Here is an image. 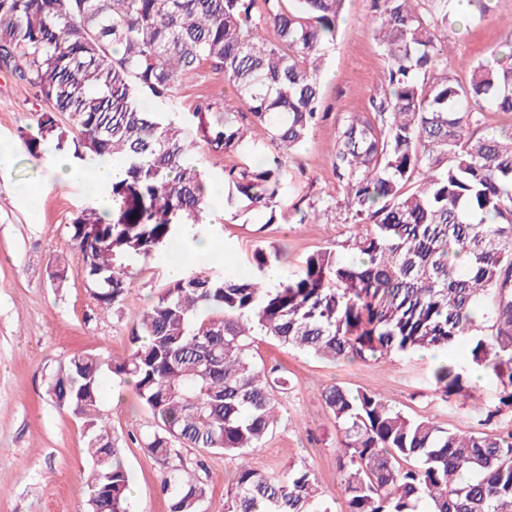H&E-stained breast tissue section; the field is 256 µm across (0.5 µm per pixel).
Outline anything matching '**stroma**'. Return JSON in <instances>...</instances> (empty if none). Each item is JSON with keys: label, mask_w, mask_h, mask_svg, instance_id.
<instances>
[{"label": "stroma", "mask_w": 512, "mask_h": 512, "mask_svg": "<svg viewBox=\"0 0 512 512\" xmlns=\"http://www.w3.org/2000/svg\"><path fill=\"white\" fill-rule=\"evenodd\" d=\"M512 43V0H495L488 16L445 32L442 48L448 73L465 84L472 63ZM385 66L372 34L371 0H346L336 40L326 59L322 95L326 121L286 161V193L280 219L270 225L260 212L225 211L211 225L220 241L226 270L247 279L258 248H278L281 273L300 268L314 251L330 248L351 258L347 247L351 214L332 166L338 133L349 116L366 111L373 79ZM233 96L221 72L203 69L183 77L175 94L177 110L191 112L199 97ZM45 105L34 90L0 70V146L11 147V163L0 172V512H84L89 471L82 419L44 396V374L81 352L120 360L129 353V333L172 277L170 250L137 260L118 313H100L75 257L68 226L94 201L81 184L56 175L52 151L30 154L20 134ZM67 259V276L55 287L50 272ZM258 364H281L295 387L280 402V421L252 451L249 461L263 471L291 464L310 468L331 512H345L336 450L341 435L321 393L331 385L380 393L392 405L434 425L466 431L479 426L477 408L498 400L490 378L477 381L474 397L442 400L432 387V364L423 353L397 354L385 362L340 359L327 362L255 336ZM101 410L111 433L125 446L133 481L129 512H169L160 487L161 466L140 441L155 429L150 411L130 385L105 378ZM207 489L205 512H222L225 490L237 462L199 448L182 449Z\"/></svg>", "instance_id": "obj_1"}]
</instances>
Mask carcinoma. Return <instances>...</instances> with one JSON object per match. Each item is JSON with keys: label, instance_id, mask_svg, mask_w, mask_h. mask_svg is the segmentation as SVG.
<instances>
[{"label": "carcinoma", "instance_id": "1", "mask_svg": "<svg viewBox=\"0 0 512 512\" xmlns=\"http://www.w3.org/2000/svg\"><path fill=\"white\" fill-rule=\"evenodd\" d=\"M0 0V69L46 105L21 134L76 162H110L112 210L77 213L71 241L101 311L119 308L127 261L177 242L200 223L208 195L197 149L245 154V126L274 150L224 173L226 209L244 203L278 221L287 156L328 111L319 72L344 0ZM387 66L371 110L339 131L333 163L354 210L342 260L333 250L266 285L278 251L253 254L259 276L197 272L161 289L130 334L127 358L75 355L49 371L46 396L83 419L91 468L87 512H129L131 473L120 439L102 423L104 372L134 386L157 420L142 447L162 467L170 512H202L205 487L176 447L239 460L224 512H330L305 465L259 471L246 461L279 420L292 388L250 356L251 336L328 360L378 361L393 353L450 351L433 391L469 397L483 369L499 388L485 419L512 409V128L476 135L488 109L512 114V46L448 75L441 31L448 0H372ZM224 73L249 112L224 96L199 100L187 120L155 112L182 78ZM65 116L69 127L60 126ZM342 438L347 512H512V432L442 429L371 391L332 385L321 394Z\"/></svg>", "mask_w": 512, "mask_h": 512}]
</instances>
